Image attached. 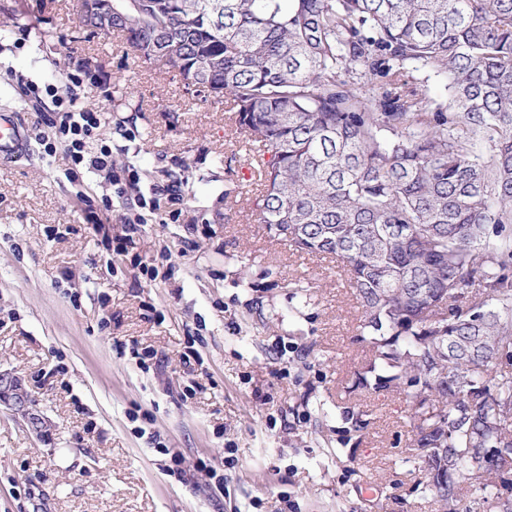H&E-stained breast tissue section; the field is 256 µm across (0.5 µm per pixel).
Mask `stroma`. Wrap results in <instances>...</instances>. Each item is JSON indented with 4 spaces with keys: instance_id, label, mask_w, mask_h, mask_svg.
<instances>
[{
    "instance_id": "1",
    "label": "stroma",
    "mask_w": 512,
    "mask_h": 512,
    "mask_svg": "<svg viewBox=\"0 0 512 512\" xmlns=\"http://www.w3.org/2000/svg\"><path fill=\"white\" fill-rule=\"evenodd\" d=\"M75 3L0 0V23L28 38L0 52V113L28 130L25 156L0 158V371L30 399L26 415L0 402V512H436L407 461L411 403L354 385L374 351L335 260L292 253L257 222L223 104L121 36L80 28ZM80 63L112 79L77 94L108 119L141 192L175 178L183 195L178 221L161 201L119 253L101 237L121 235L128 209L84 224L80 195L108 185L48 160L23 94L24 78ZM341 77L449 98L432 69L391 85L361 66Z\"/></svg>"
}]
</instances>
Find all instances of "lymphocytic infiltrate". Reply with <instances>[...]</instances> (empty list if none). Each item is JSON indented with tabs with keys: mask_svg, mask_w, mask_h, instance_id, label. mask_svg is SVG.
<instances>
[{
	"mask_svg": "<svg viewBox=\"0 0 512 512\" xmlns=\"http://www.w3.org/2000/svg\"><path fill=\"white\" fill-rule=\"evenodd\" d=\"M97 77L90 70L79 67L67 71L53 83L26 81L24 94L33 104L51 100L54 109L46 123L52 137L46 143L47 153L63 152L70 161V178H105L110 187L108 196L98 198L82 194V213L85 223L100 226L99 214L109 209L113 201H135L145 206L144 195L138 194L139 175L133 165L116 159L110 145L101 139L104 118L100 113L80 107L75 93L84 83H96Z\"/></svg>",
	"mask_w": 512,
	"mask_h": 512,
	"instance_id": "f902f5d3",
	"label": "lymphocytic infiltrate"
}]
</instances>
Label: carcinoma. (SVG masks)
I'll return each instance as SVG.
<instances>
[{"label": "carcinoma", "mask_w": 512, "mask_h": 512, "mask_svg": "<svg viewBox=\"0 0 512 512\" xmlns=\"http://www.w3.org/2000/svg\"><path fill=\"white\" fill-rule=\"evenodd\" d=\"M136 56L224 103L258 221L340 263L375 359L355 386L413 403L440 512H494L512 466V0H114ZM446 74L449 101L363 93L347 66ZM478 292H473V287Z\"/></svg>", "instance_id": "cac0c4a2"}]
</instances>
